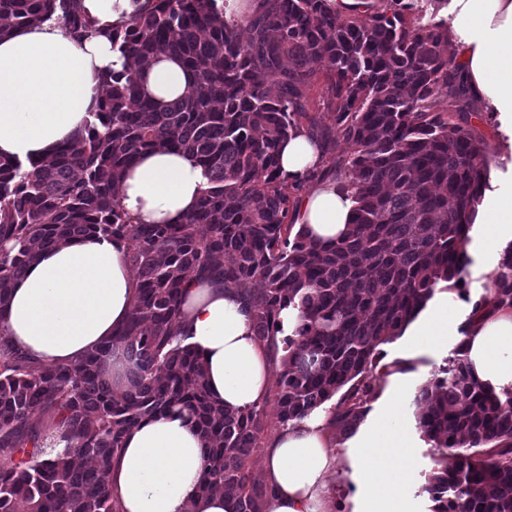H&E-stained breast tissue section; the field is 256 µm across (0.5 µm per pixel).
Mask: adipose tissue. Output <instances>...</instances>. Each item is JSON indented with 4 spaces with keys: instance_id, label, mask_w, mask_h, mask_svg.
Listing matches in <instances>:
<instances>
[{
    "instance_id": "adipose-tissue-1",
    "label": "adipose tissue",
    "mask_w": 512,
    "mask_h": 512,
    "mask_svg": "<svg viewBox=\"0 0 512 512\" xmlns=\"http://www.w3.org/2000/svg\"><path fill=\"white\" fill-rule=\"evenodd\" d=\"M448 43L463 66L465 88L486 111L512 127V0H451ZM106 37H71L55 22L0 37V156L22 162L52 156L86 133L102 106V78L121 70ZM147 92L169 102L189 80L173 59L159 55L142 69ZM321 151L304 131L284 143L280 165L288 180L321 165ZM207 180L195 159L156 149L126 169L119 198L137 224H174L192 212ZM353 207L336 181L313 184L301 197L296 223L327 244L347 228ZM135 297L125 243L84 236L40 252L15 280L8 318L0 332L44 365H69L106 345L127 320ZM199 350L211 394L246 410L267 392L271 364L253 337L249 313L223 281L192 279L177 327ZM477 377L499 389L512 385V308L488 306L466 339ZM370 449L365 491L357 512H405L400 489L410 458L394 406L359 432ZM204 442L183 416L138 424L124 438L107 476L122 512H232L223 492L199 485ZM342 465L330 414L316 411L279 432L262 460L259 477L272 490L266 512H331L330 476Z\"/></svg>"
}]
</instances>
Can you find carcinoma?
I'll return each mask as SVG.
<instances>
[{"mask_svg":"<svg viewBox=\"0 0 512 512\" xmlns=\"http://www.w3.org/2000/svg\"><path fill=\"white\" fill-rule=\"evenodd\" d=\"M79 0H0V37L55 21L75 38L99 33ZM444 0H262L225 15L217 0H148L106 35L132 62L102 81L100 126L76 145L24 166L0 157V320L10 288L39 251L86 234L127 241L137 294L123 329L69 366H38L0 336V512H120L106 483L125 434L145 419L185 413L204 441L200 487L234 512H266L270 489L249 466L265 405L224 407L209 395L200 353L174 341L193 275L224 279L252 315L254 336L282 349L278 427L333 403L351 435L375 399L382 350L403 335L441 281L464 280L476 206L488 186L483 147L466 126L479 110L460 64L442 51L448 22L426 18ZM158 54L193 76L162 104L139 67ZM325 73L328 113L306 108ZM317 135L328 168L354 202L351 229L321 245L295 223L297 195L279 148ZM169 147L195 158L208 186L177 224H134L120 203L122 171ZM487 297L512 307V241ZM298 310L286 332L283 310ZM457 343L413 402L433 448L424 491L432 512H512V385L496 391ZM123 347L128 388L104 365ZM64 448H44V420Z\"/></svg>","mask_w":512,"mask_h":512,"instance_id":"cac0c4a2","label":"carcinoma"}]
</instances>
